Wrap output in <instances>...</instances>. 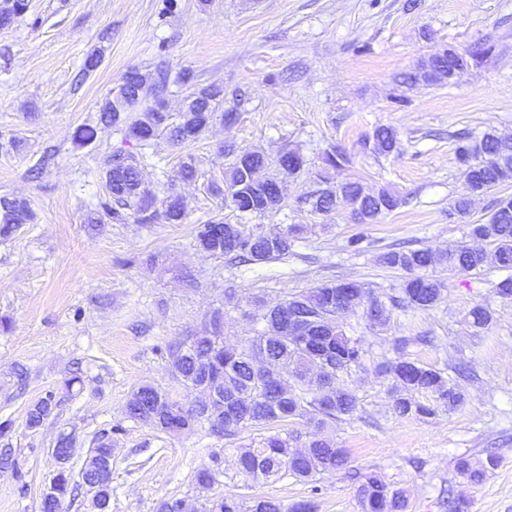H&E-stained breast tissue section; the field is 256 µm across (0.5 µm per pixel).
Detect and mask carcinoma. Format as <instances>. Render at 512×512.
I'll return each instance as SVG.
<instances>
[{
    "mask_svg": "<svg viewBox=\"0 0 512 512\" xmlns=\"http://www.w3.org/2000/svg\"><path fill=\"white\" fill-rule=\"evenodd\" d=\"M27 0H3L0 5V29L9 27L14 19L26 12ZM448 70L447 60L430 56L425 67L400 75V83L411 86L420 82L436 85L438 75ZM175 84L188 91L185 107L179 121L161 100L169 86ZM231 122L234 112L224 111V87L203 85L187 68L173 76L169 72H126L118 89L105 98L100 107L98 123L112 127L145 145L166 134L176 143L200 137L216 118ZM394 128L380 125L362 140V148L371 154H388L398 148ZM454 154L465 166L470 193L482 195L512 181V141L493 133L485 134L480 142L468 136L455 141ZM322 170L317 173V189L299 199L310 205L311 211L325 215L332 212L339 199L353 207L359 224H373L382 214L398 208L402 199L387 187L371 194L357 181L335 182L329 171L349 162L345 153L335 147L321 154ZM307 160L297 150L281 148L276 153V164L286 174L295 176L303 170ZM269 157L259 152L235 155L221 183L211 182L208 191L226 203L225 193L235 192L232 208L240 210L252 205L250 214L265 216L281 210L284 202L280 182L275 178L259 176L267 167ZM200 170L195 159L180 164L175 178L183 182L198 179ZM104 179L107 195L100 202V214L88 222L99 224L106 217L114 224L134 221L152 224L158 219L168 224H183L187 206L183 197L168 190L163 197L143 186L141 161L132 154L117 152L105 161ZM35 219L29 203L24 199L0 197V236L7 237L17 228ZM303 228L289 224L278 233L260 231V225L245 230L242 224H226L219 216L197 227L195 246L220 257L240 263L264 262L288 255L294 240ZM470 236L477 246H462L446 254H437L429 248L391 249L380 255L387 268L410 273L400 296L383 302L365 284L350 280L321 283L299 293L288 295L263 315L265 327L253 337L248 347L228 349L220 331V312L213 313L209 326L192 337V341L172 352L175 378L187 388L208 392V371L211 353L224 356V407L215 409L204 403L184 409L178 402L156 387L143 384L130 394L126 403L127 417L163 432H182L205 421L210 430L220 436L233 435L248 426H269L279 422H293L306 414L319 417V423L341 421L357 410L356 394L336 386L342 374L362 364L363 340L349 336L336 322L340 312L371 308L370 324L380 329L389 319L388 306L404 309L428 310L441 297L442 283L423 271L444 266L452 272L465 274L480 271L488 265L501 270H512V199L498 200L487 220L470 225ZM306 317L308 336L300 340L282 333L290 314ZM470 323L477 329L486 328L493 320L487 307L476 305L469 311ZM381 373L389 380L388 394L394 413L400 417H430L435 406L458 409L465 394L457 381L435 368L398 356L381 366ZM427 396L435 402L430 405L418 399ZM52 411L51 398L38 400L30 406L26 424L33 429L41 425ZM299 433L285 436L268 435L257 448H248L238 457V469L247 480L258 482L291 474L304 481L317 475L332 473L347 465V452L327 439L308 442L304 449H296ZM112 440L104 433L98 439L92 455L81 472V481L73 479L67 462H59L52 478V493L44 494L40 512H58V505L75 496L84 486L93 493L91 506L96 512H106L110 500L109 475L112 473ZM499 458L494 454L473 462L462 458L458 472L472 483H479L486 473L497 468ZM349 478L358 484L357 496L362 512H405L407 501L402 492L394 490L377 471H348ZM206 512H316L311 501H303L285 508L274 500L256 499L246 505L235 494H225L212 501Z\"/></svg>",
    "mask_w": 512,
    "mask_h": 512,
    "instance_id": "1",
    "label": "carcinoma"
}]
</instances>
